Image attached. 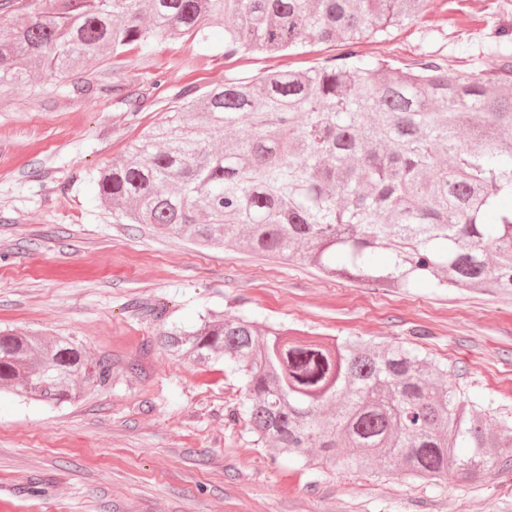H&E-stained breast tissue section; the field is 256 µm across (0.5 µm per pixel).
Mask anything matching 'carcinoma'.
Here are the masks:
<instances>
[{"instance_id": "1", "label": "carcinoma", "mask_w": 512, "mask_h": 512, "mask_svg": "<svg viewBox=\"0 0 512 512\" xmlns=\"http://www.w3.org/2000/svg\"><path fill=\"white\" fill-rule=\"evenodd\" d=\"M431 0H35L0 37V88L154 39L209 40L224 55L342 49L304 72L226 79L132 144L93 178L96 196L132 224L203 246L304 260L339 278L411 288L512 291V28L490 14L508 52L460 71L424 58L368 60ZM388 253L378 268L375 252ZM161 344L178 360L223 358L243 376L256 442L347 470L384 460L412 477L452 470L475 481L512 450L492 403L448 389L447 372L401 345L331 344L248 316L209 312ZM112 362L69 338L0 331V390L62 405L103 388ZM467 448L463 456L455 449Z\"/></svg>"}]
</instances>
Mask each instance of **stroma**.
<instances>
[{"instance_id":"stroma-1","label":"stroma","mask_w":512,"mask_h":512,"mask_svg":"<svg viewBox=\"0 0 512 512\" xmlns=\"http://www.w3.org/2000/svg\"><path fill=\"white\" fill-rule=\"evenodd\" d=\"M494 0H433L429 13L365 41L368 57L426 56L459 70L493 66ZM339 49L225 56L160 38L62 79L0 94V329L65 336L112 361V381L45 407L0 393V512H512V465L476 484L412 480L274 456L241 412L228 362L199 368L158 343L161 329L213 310L302 336L414 348L458 392L512 414V292L386 288L331 279L304 261L203 248L122 224L91 178L149 127L225 78L301 72Z\"/></svg>"}]
</instances>
